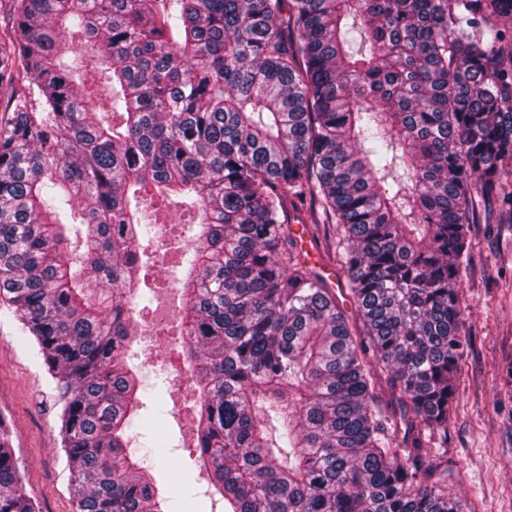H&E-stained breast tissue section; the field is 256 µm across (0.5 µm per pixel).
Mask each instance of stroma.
<instances>
[{
	"label": "stroma",
	"mask_w": 512,
	"mask_h": 512,
	"mask_svg": "<svg viewBox=\"0 0 512 512\" xmlns=\"http://www.w3.org/2000/svg\"><path fill=\"white\" fill-rule=\"evenodd\" d=\"M461 290L469 308V346L455 379L458 404L448 423V491L466 512H512V224L480 220L471 228ZM186 391H151L148 413L167 433L158 479L173 512H224L193 462ZM57 393L36 346L0 314V417L42 512H74L61 450Z\"/></svg>",
	"instance_id": "35a3bbf8"
}]
</instances>
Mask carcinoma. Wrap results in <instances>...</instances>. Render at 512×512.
<instances>
[{"mask_svg":"<svg viewBox=\"0 0 512 512\" xmlns=\"http://www.w3.org/2000/svg\"><path fill=\"white\" fill-rule=\"evenodd\" d=\"M11 4L0 298L54 381L76 512H168L130 443L167 248L147 214L174 204L194 463L224 512H465L441 448L471 225L512 222V0ZM305 205L341 230L357 325L294 256ZM5 431L0 512H40Z\"/></svg>","mask_w":512,"mask_h":512,"instance_id":"1","label":"carcinoma"}]
</instances>
